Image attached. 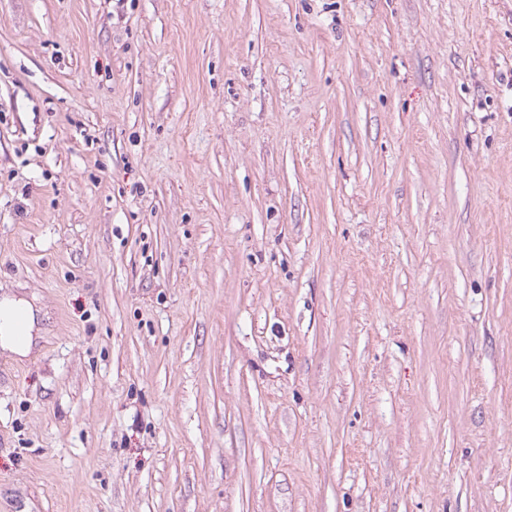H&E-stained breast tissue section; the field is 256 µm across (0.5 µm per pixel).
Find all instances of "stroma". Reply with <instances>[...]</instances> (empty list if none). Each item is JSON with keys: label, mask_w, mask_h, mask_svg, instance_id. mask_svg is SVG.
I'll list each match as a JSON object with an SVG mask.
<instances>
[{"label": "stroma", "mask_w": 512, "mask_h": 512, "mask_svg": "<svg viewBox=\"0 0 512 512\" xmlns=\"http://www.w3.org/2000/svg\"><path fill=\"white\" fill-rule=\"evenodd\" d=\"M0 512H512V0H0ZM41 310L31 301L14 294H4L0 299V347L19 357L30 354L35 338L41 332L39 326ZM17 317L25 321V328L15 327Z\"/></svg>", "instance_id": "1"}]
</instances>
